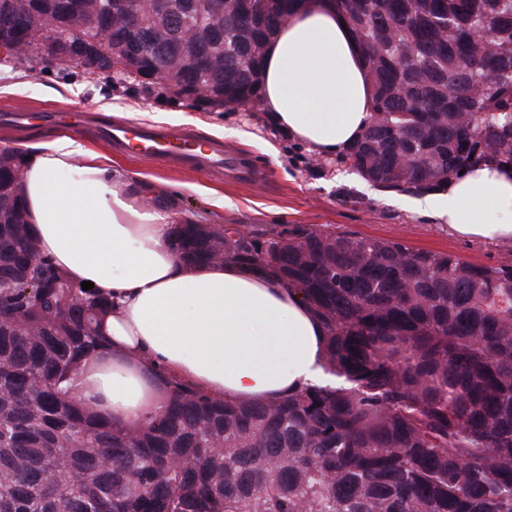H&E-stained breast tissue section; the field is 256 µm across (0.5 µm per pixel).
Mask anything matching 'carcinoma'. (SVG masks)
<instances>
[{"label": "carcinoma", "mask_w": 512, "mask_h": 512, "mask_svg": "<svg viewBox=\"0 0 512 512\" xmlns=\"http://www.w3.org/2000/svg\"><path fill=\"white\" fill-rule=\"evenodd\" d=\"M15 35L17 61L51 56ZM136 68L144 47L198 109L256 101L266 45L296 0H236L212 19L204 0H139L132 35L105 0H74ZM373 90L371 119L339 154L376 186L424 194L481 163L512 164V0H338ZM216 65L188 68L184 38ZM23 151L0 149V512H512V265L414 250L348 231L267 237L224 225L173 230L182 259L260 266L296 288L325 330L336 384L273 401L227 403L175 383L137 423L102 418L77 396L82 365L105 350L108 300L40 254L26 223ZM433 170L424 181L402 166Z\"/></svg>", "instance_id": "cac0c4a2"}]
</instances>
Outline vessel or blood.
I'll return each mask as SVG.
<instances>
[{"instance_id":"obj_1","label":"vessel or blood","mask_w":512,"mask_h":512,"mask_svg":"<svg viewBox=\"0 0 512 512\" xmlns=\"http://www.w3.org/2000/svg\"><path fill=\"white\" fill-rule=\"evenodd\" d=\"M101 137L123 152L149 155L204 173L224 170L222 144L204 141L188 130H149L135 126L99 122Z\"/></svg>"}]
</instances>
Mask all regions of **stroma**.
I'll return each mask as SVG.
<instances>
[{
    "instance_id": "stroma-1",
    "label": "stroma",
    "mask_w": 512,
    "mask_h": 512,
    "mask_svg": "<svg viewBox=\"0 0 512 512\" xmlns=\"http://www.w3.org/2000/svg\"><path fill=\"white\" fill-rule=\"evenodd\" d=\"M0 70L22 75L11 94L0 95V112L15 107L94 109L104 97L110 101L108 113L113 119L133 113L141 124L191 129L200 138L223 141L228 157L254 171V179L244 180L230 173L182 169L150 157L118 153L92 131H76V138L110 160L113 168L153 185L185 211L206 213L255 234L327 226L398 240L416 250L451 252L476 264H512V241L457 237L421 211L415 195L378 188L348 165L277 133L266 122L262 103L206 112L174 99L164 88L148 92L120 75L107 77L57 61L21 64L0 59ZM241 125L247 127L250 140L232 135V128ZM219 199L224 202L220 209L215 206Z\"/></svg>"
}]
</instances>
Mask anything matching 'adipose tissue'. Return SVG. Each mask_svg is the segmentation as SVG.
Returning <instances> with one entry per match:
<instances>
[{
    "label": "adipose tissue",
    "mask_w": 512,
    "mask_h": 512,
    "mask_svg": "<svg viewBox=\"0 0 512 512\" xmlns=\"http://www.w3.org/2000/svg\"><path fill=\"white\" fill-rule=\"evenodd\" d=\"M335 0H303L267 44V122L333 158L367 127L371 90ZM22 167L41 253L111 300L104 354L79 373L78 396L103 417L137 422L168 400L167 382L239 403L275 400L329 377L323 326L301 294L265 270L184 262L174 204L99 161L77 139L33 140ZM417 205L470 240H512V166H482Z\"/></svg>",
    "instance_id": "ef3b65f1"
}]
</instances>
